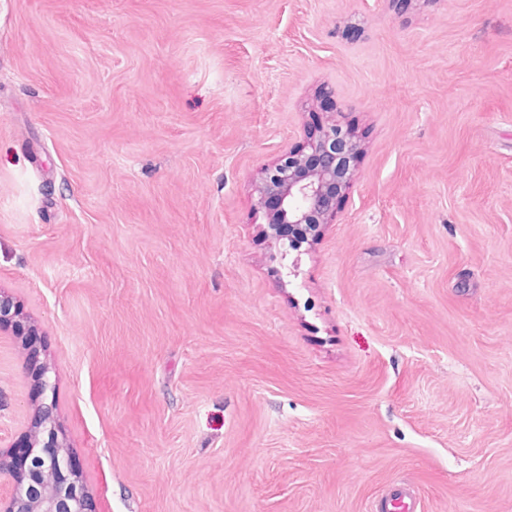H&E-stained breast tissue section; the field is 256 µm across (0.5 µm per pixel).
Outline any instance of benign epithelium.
Returning <instances> with one entry per match:
<instances>
[{"instance_id":"benign-epithelium-1","label":"benign epithelium","mask_w":512,"mask_h":512,"mask_svg":"<svg viewBox=\"0 0 512 512\" xmlns=\"http://www.w3.org/2000/svg\"><path fill=\"white\" fill-rule=\"evenodd\" d=\"M362 145L353 131L329 118L300 147L282 153L253 185L257 209L267 220L266 236L281 245V258L317 240L336 216L337 194L357 176ZM26 337L36 348L37 331L16 299L0 290V332ZM40 400L31 428L0 456V512H89L82 471L67 449L57 422L52 367L36 368Z\"/></svg>"}]
</instances>
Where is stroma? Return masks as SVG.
Wrapping results in <instances>:
<instances>
[{
  "instance_id": "35a3bbf8",
  "label": "stroma",
  "mask_w": 512,
  "mask_h": 512,
  "mask_svg": "<svg viewBox=\"0 0 512 512\" xmlns=\"http://www.w3.org/2000/svg\"><path fill=\"white\" fill-rule=\"evenodd\" d=\"M313 110L363 154L279 274ZM0 288L91 512H512V0H0ZM11 330L13 336H25L33 354H36L37 331L23 315L20 304L16 299L0 290V332ZM371 510L374 512H414L413 494L403 486H396L388 496L379 499Z\"/></svg>"
}]
</instances>
